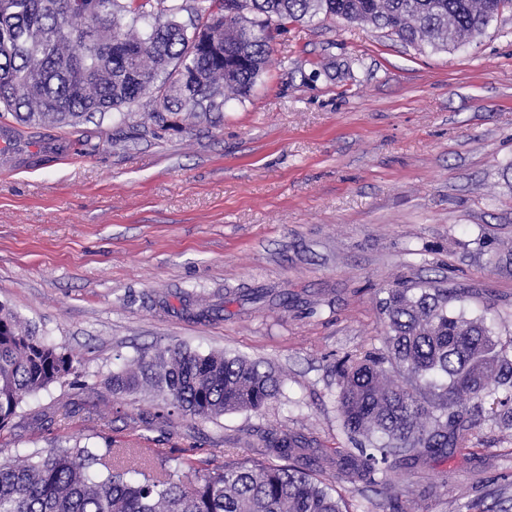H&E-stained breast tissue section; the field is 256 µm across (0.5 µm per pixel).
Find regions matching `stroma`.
I'll use <instances>...</instances> for the list:
<instances>
[{
    "label": "stroma",
    "mask_w": 512,
    "mask_h": 512,
    "mask_svg": "<svg viewBox=\"0 0 512 512\" xmlns=\"http://www.w3.org/2000/svg\"><path fill=\"white\" fill-rule=\"evenodd\" d=\"M245 100L193 117L135 104L103 122L0 137V303L79 362L0 429L23 454L89 437L218 448L287 431L347 447L333 364L384 346L381 286L447 279L512 343V10L452 51L340 19L275 25ZM95 145L81 151L79 139ZM228 351L282 378L261 410L156 420L112 369L153 345ZM469 445L398 469L392 490L337 481L349 512H499L512 434L469 417Z\"/></svg>",
    "instance_id": "35a3bbf8"
}]
</instances>
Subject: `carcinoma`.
<instances>
[{
  "label": "carcinoma",
  "mask_w": 512,
  "mask_h": 512,
  "mask_svg": "<svg viewBox=\"0 0 512 512\" xmlns=\"http://www.w3.org/2000/svg\"><path fill=\"white\" fill-rule=\"evenodd\" d=\"M0 0V112L25 126L71 125L147 98L154 117L187 107L220 111L224 92L244 99L271 50L273 20L342 18L434 50L482 34L512 0ZM195 16L187 25L182 13ZM385 347L333 365L338 411L351 447L314 455L305 438L268 433L256 458L199 466L180 448L154 465L142 448L88 441L0 459V512H347L336 469L350 484L391 488L390 474L467 447L464 415L491 406L512 430V353L486 318L449 309L460 298L438 280L381 287ZM77 374L74 357L0 303V428L23 394ZM112 391L150 393L166 415L217 419L258 411L281 379L224 351L168 345L106 377Z\"/></svg>",
  "instance_id": "1"
}]
</instances>
